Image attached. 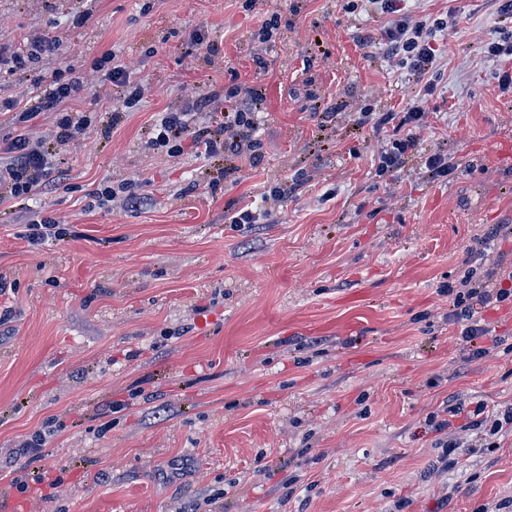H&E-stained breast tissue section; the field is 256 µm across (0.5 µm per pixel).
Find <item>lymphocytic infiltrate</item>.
I'll use <instances>...</instances> for the list:
<instances>
[{
	"label": "lymphocytic infiltrate",
	"instance_id": "lymphocytic-infiltrate-1",
	"mask_svg": "<svg viewBox=\"0 0 512 512\" xmlns=\"http://www.w3.org/2000/svg\"><path fill=\"white\" fill-rule=\"evenodd\" d=\"M369 2L377 13L391 18L383 32L386 56L416 80H423L424 76L434 72L437 63L434 40L438 32L447 29V19L411 20L408 0ZM82 85L80 79L66 82L58 75L35 79V103L19 113L17 123H28L40 112L59 110L61 104L78 92ZM261 110V98L257 90L233 85L224 91L223 107L209 113L206 126H196L195 114L191 110L167 112L157 123L148 144L156 149L177 152L181 149L182 141L188 139L197 153L208 159L222 158L229 153L240 155L247 150L254 152L260 146L258 130ZM373 119L393 127L392 137L379 151L376 162L377 176L384 177L399 171L408 153L416 151L419 140L414 131L422 127L425 112L417 104L407 111L387 112L377 118L370 108L365 107L361 109L357 122L364 125ZM5 152L6 160H0V201L28 197L35 187L49 181L56 172L58 162L55 153L43 146L32 147L28 132L17 134L8 143ZM492 274L500 281V288L490 289L482 280L465 275L461 281L462 289L456 292L453 309L448 314L450 321L461 324L462 339L468 344L469 355L473 358L486 355V347L480 346L478 340L490 335L491 329L475 318L472 302L488 306L512 299V290L502 286L503 281H512V270L496 268ZM447 413V418L433 417L429 420L430 426L439 435L437 445L442 450L441 463L446 467L454 465V454L460 446L459 441L446 435L452 417L465 414L466 429L479 431L490 447L494 446L496 437L502 431L512 430V406L491 415L487 413L484 403H476L469 411L464 410L462 404L456 403L448 406Z\"/></svg>",
	"mask_w": 512,
	"mask_h": 512
}]
</instances>
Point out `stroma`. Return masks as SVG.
I'll return each mask as SVG.
<instances>
[{
  "label": "stroma",
  "instance_id": "35a3bbf8",
  "mask_svg": "<svg viewBox=\"0 0 512 512\" xmlns=\"http://www.w3.org/2000/svg\"><path fill=\"white\" fill-rule=\"evenodd\" d=\"M0 0V43L48 35L57 53L0 78V145L19 132L35 77L73 69L82 90L29 123L52 140L61 113L90 126L63 146L61 179L0 203V464L47 420L41 459L0 471V512H498L512 500V432H463L442 468L428 419L456 402L512 405V306L480 307L490 352L468 361L453 298L468 269L512 266V87L481 46L495 0H411L456 10L438 34L417 153L393 176L371 158L392 125L364 106L413 105L415 77L376 44L388 24L345 0ZM280 26L270 42L263 22ZM142 98L124 107L94 69L104 53ZM258 89V158L237 171L147 136L162 113L197 124L228 86ZM458 167L427 177V154ZM145 179L143 201L98 198ZM265 224L230 216L265 207ZM68 230L33 246L32 211ZM486 255L476 265L475 250ZM62 483L47 494L46 483Z\"/></svg>",
  "mask_w": 512,
  "mask_h": 512
}]
</instances>
